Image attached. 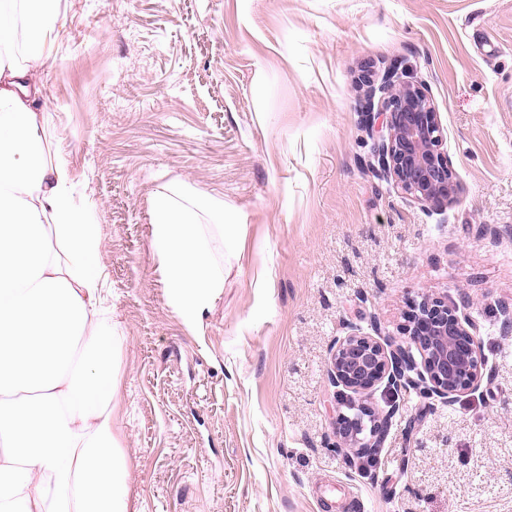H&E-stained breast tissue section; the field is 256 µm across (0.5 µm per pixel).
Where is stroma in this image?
Segmentation results:
<instances>
[{"mask_svg": "<svg viewBox=\"0 0 512 512\" xmlns=\"http://www.w3.org/2000/svg\"><path fill=\"white\" fill-rule=\"evenodd\" d=\"M38 81L50 156L97 224L133 512H512V0H60ZM399 62L463 192L401 194L359 112ZM224 204L200 329L168 305L152 196ZM465 291L486 361L451 406L410 392L376 464L336 447L326 369L351 326L400 338ZM340 491L331 510L318 497Z\"/></svg>", "mask_w": 512, "mask_h": 512, "instance_id": "obj_1", "label": "stroma"}]
</instances>
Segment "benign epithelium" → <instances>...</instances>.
<instances>
[{
	"mask_svg": "<svg viewBox=\"0 0 512 512\" xmlns=\"http://www.w3.org/2000/svg\"><path fill=\"white\" fill-rule=\"evenodd\" d=\"M362 123L374 137L379 169L404 195L423 206L447 207L462 193L451 159L442 149L443 127L424 88L405 79L396 65L375 77L366 65L361 78ZM461 295H424L411 305L403 339L372 336L351 327L334 339L327 367L333 396L347 412L334 419L336 447L359 459L377 457L395 418L399 395L414 391L453 405L476 391L485 362L478 349V326L465 313ZM382 390L384 405L372 402Z\"/></svg>",
	"mask_w": 512,
	"mask_h": 512,
	"instance_id": "obj_1",
	"label": "benign epithelium"
}]
</instances>
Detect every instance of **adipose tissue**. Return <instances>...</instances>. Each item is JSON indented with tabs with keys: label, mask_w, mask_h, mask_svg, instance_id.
Segmentation results:
<instances>
[{
	"label": "adipose tissue",
	"mask_w": 512,
	"mask_h": 512,
	"mask_svg": "<svg viewBox=\"0 0 512 512\" xmlns=\"http://www.w3.org/2000/svg\"><path fill=\"white\" fill-rule=\"evenodd\" d=\"M16 10L20 31L5 18ZM59 23V0L0 9V512H130L98 227L75 208L31 102ZM20 32L23 66L10 51ZM150 222L168 303L201 327L224 288L207 227L175 192L155 193Z\"/></svg>",
	"instance_id": "adipose-tissue-1"
}]
</instances>
